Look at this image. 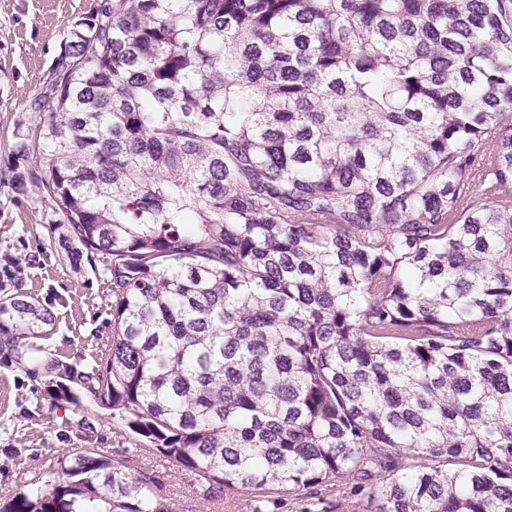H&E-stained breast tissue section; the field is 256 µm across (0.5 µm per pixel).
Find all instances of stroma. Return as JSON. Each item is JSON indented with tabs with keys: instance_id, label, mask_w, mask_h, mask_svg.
Listing matches in <instances>:
<instances>
[{
	"instance_id": "1",
	"label": "stroma",
	"mask_w": 512,
	"mask_h": 512,
	"mask_svg": "<svg viewBox=\"0 0 512 512\" xmlns=\"http://www.w3.org/2000/svg\"><path fill=\"white\" fill-rule=\"evenodd\" d=\"M97 0H0V169L68 33ZM48 198L15 197L0 184V299L17 292L48 307L54 323L34 339L0 335V508L32 485L62 480L72 454L95 449L129 469L151 468L169 512H251L248 491L225 494L145 441L72 380L105 367L112 347V288L101 258L74 266L49 233Z\"/></svg>"
}]
</instances>
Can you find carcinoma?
<instances>
[{"label":"carcinoma","mask_w":512,"mask_h":512,"mask_svg":"<svg viewBox=\"0 0 512 512\" xmlns=\"http://www.w3.org/2000/svg\"><path fill=\"white\" fill-rule=\"evenodd\" d=\"M33 109L4 179L104 258L112 416L301 512H512V0H103ZM66 475L7 512H164Z\"/></svg>","instance_id":"1"}]
</instances>
